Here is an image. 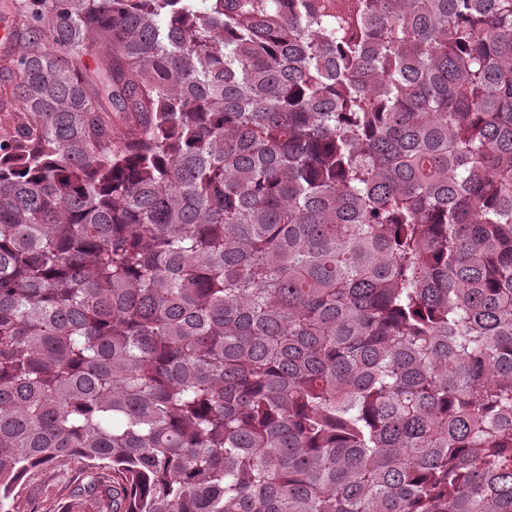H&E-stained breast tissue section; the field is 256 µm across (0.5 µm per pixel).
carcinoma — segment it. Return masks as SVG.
I'll return each mask as SVG.
<instances>
[{"mask_svg": "<svg viewBox=\"0 0 512 512\" xmlns=\"http://www.w3.org/2000/svg\"><path fill=\"white\" fill-rule=\"evenodd\" d=\"M334 2L4 5L0 512H512V0ZM86 470L75 461L51 462L30 471L9 512H97L93 498L80 495Z\"/></svg>", "mask_w": 512, "mask_h": 512, "instance_id": "1", "label": "carcinoma"}]
</instances>
